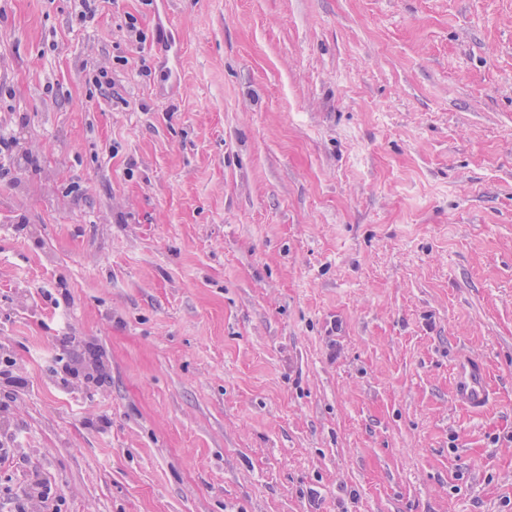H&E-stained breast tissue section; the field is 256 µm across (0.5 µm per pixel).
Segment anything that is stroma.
I'll list each match as a JSON object with an SVG mask.
<instances>
[{
    "mask_svg": "<svg viewBox=\"0 0 512 512\" xmlns=\"http://www.w3.org/2000/svg\"><path fill=\"white\" fill-rule=\"evenodd\" d=\"M76 10L0 0V503L512 512V0ZM454 396L467 408H480L489 397L486 369L481 363L468 359L458 361L455 373ZM50 482L45 478H38L33 483H20L15 492V505L14 510L11 512H27L29 504L37 499L42 507L45 509H49L47 502L50 497ZM42 511H50L45 510Z\"/></svg>",
    "mask_w": 512,
    "mask_h": 512,
    "instance_id": "obj_1",
    "label": "stroma"
}]
</instances>
